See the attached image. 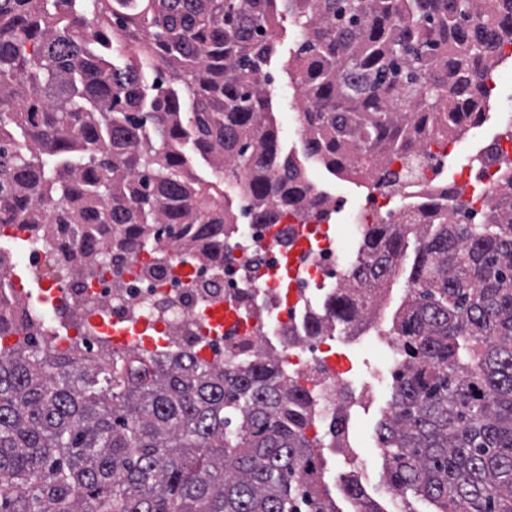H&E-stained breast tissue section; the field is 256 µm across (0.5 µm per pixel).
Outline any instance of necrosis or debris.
Returning a JSON list of instances; mask_svg holds the SVG:
<instances>
[{
	"label": "necrosis or debris",
	"mask_w": 512,
	"mask_h": 512,
	"mask_svg": "<svg viewBox=\"0 0 512 512\" xmlns=\"http://www.w3.org/2000/svg\"><path fill=\"white\" fill-rule=\"evenodd\" d=\"M439 145L417 148L420 163L399 192L377 186L355 215V239H362L380 216L395 219L416 209L421 188L441 174L445 160ZM512 161V136L491 138L478 155L461 158V175L469 189L440 198L454 222L477 224L498 185L501 162ZM241 199L234 234L224 242V264L213 271L205 259L183 258L175 246L165 254L142 251L136 260L109 263L78 277L54 282L33 298L13 279L0 282V299L17 297L35 314L25 333L33 340L57 337L56 349L101 335L103 327H145L143 337L128 348L144 352V336L161 334L168 349L190 352L205 362L229 363L257 349L273 350L282 367L317 400L319 425L332 427L341 397L355 399L357 383L347 375L343 348L362 340L383 355L379 383L392 381L398 368L399 342L383 328V308L375 306L369 322L328 330L314 336L310 315L321 311L338 285L350 282L359 256L354 246L337 247L329 222L341 196L325 195L315 218L309 219V246L293 249L295 216L278 224H259L246 199L245 182H238ZM231 311L224 324L213 321L218 309Z\"/></svg>",
	"instance_id": "4bbe7bcc"
}]
</instances>
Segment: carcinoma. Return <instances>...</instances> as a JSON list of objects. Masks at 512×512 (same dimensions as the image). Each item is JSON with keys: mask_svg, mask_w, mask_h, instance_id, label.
<instances>
[{"mask_svg": "<svg viewBox=\"0 0 512 512\" xmlns=\"http://www.w3.org/2000/svg\"><path fill=\"white\" fill-rule=\"evenodd\" d=\"M278 3L306 32L284 64L310 103L306 155L391 189L392 162L428 128L446 139L483 107L512 46V0H0V226L84 275L166 243L223 262L243 176L256 223L313 217L320 197L272 122ZM148 70L168 90L149 93ZM186 146L224 177H196ZM501 175L483 224L430 204L373 225L328 304L338 325L369 317L402 266L400 371L377 437L384 480L430 512H512V168ZM29 322L17 305L0 333ZM313 407L266 350L224 366L23 340L0 348V512H341L306 436ZM342 491L379 512L358 481Z\"/></svg>", "mask_w": 512, "mask_h": 512, "instance_id": "carcinoma-1", "label": "carcinoma"}]
</instances>
